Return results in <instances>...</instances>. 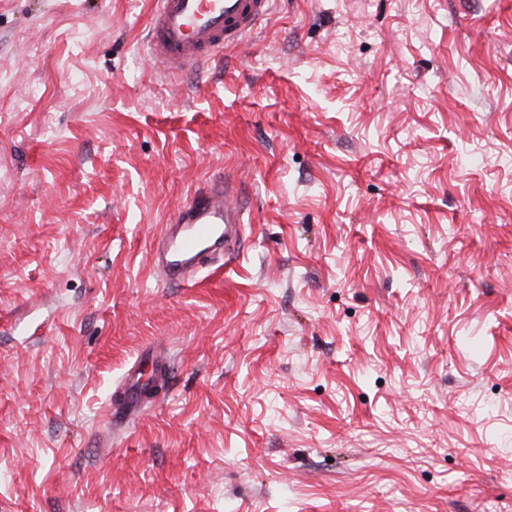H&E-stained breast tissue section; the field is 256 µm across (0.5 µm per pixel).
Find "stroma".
Wrapping results in <instances>:
<instances>
[{"label": "stroma", "instance_id": "stroma-1", "mask_svg": "<svg viewBox=\"0 0 512 512\" xmlns=\"http://www.w3.org/2000/svg\"><path fill=\"white\" fill-rule=\"evenodd\" d=\"M150 9L0 0V512H512V0H273L170 76ZM163 224L153 241L154 269L166 281L193 283L203 268L214 272L224 260L206 262L228 249L234 230L242 224L240 209L229 198L225 184H205ZM140 373L137 369L128 371L125 377L123 399L120 406L125 416L132 415L140 409V399L143 394V385L140 383Z\"/></svg>", "mask_w": 512, "mask_h": 512}]
</instances>
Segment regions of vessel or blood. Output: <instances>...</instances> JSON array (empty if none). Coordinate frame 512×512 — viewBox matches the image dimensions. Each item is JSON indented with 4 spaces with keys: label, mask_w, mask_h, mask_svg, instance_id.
Listing matches in <instances>:
<instances>
[{
    "label": "vessel or blood",
    "mask_w": 512,
    "mask_h": 512,
    "mask_svg": "<svg viewBox=\"0 0 512 512\" xmlns=\"http://www.w3.org/2000/svg\"><path fill=\"white\" fill-rule=\"evenodd\" d=\"M149 49L157 69L169 73L202 66L239 44L268 17L272 0H154ZM240 209L224 184H205L162 225L153 241L154 267L166 281L193 283L211 256L224 253ZM138 370L125 377L120 410L136 413L143 394Z\"/></svg>",
    "instance_id": "b4317fda"
}]
</instances>
